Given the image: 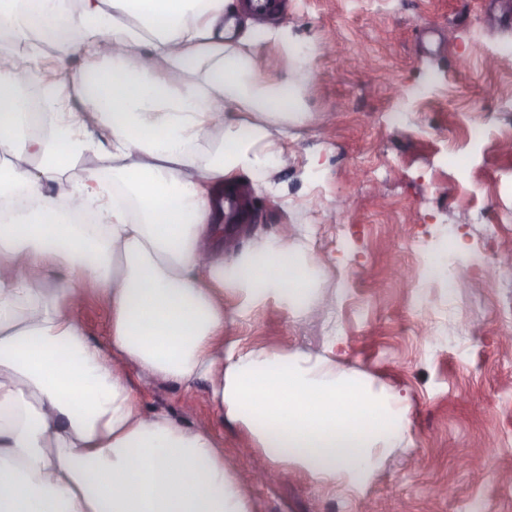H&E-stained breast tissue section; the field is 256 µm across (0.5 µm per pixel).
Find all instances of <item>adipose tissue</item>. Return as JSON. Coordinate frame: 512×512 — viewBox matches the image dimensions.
<instances>
[{
    "mask_svg": "<svg viewBox=\"0 0 512 512\" xmlns=\"http://www.w3.org/2000/svg\"><path fill=\"white\" fill-rule=\"evenodd\" d=\"M64 2L30 0L65 33L59 64L83 59L54 89L48 135L24 132L36 115L20 88L38 79L37 58L0 49V201L14 207L0 219V512H250L213 423L144 409L146 386L203 378L267 464L320 481L370 476L376 445L409 429L395 394H372L334 359L224 336L231 315L268 297L293 309L315 293L281 236L228 255L215 221L221 189L277 171L302 117L306 57L269 82L257 47L279 34H257L235 0ZM73 95L80 111H63ZM89 150L105 161L70 181ZM79 209L97 223H75ZM58 267L70 277L49 287ZM90 289L110 318L103 343L74 315ZM228 290L243 296L233 313Z\"/></svg>",
    "mask_w": 512,
    "mask_h": 512,
    "instance_id": "obj_1",
    "label": "adipose tissue"
}]
</instances>
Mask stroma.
<instances>
[{"label":"stroma","instance_id":"35a3bbf8","mask_svg":"<svg viewBox=\"0 0 512 512\" xmlns=\"http://www.w3.org/2000/svg\"><path fill=\"white\" fill-rule=\"evenodd\" d=\"M268 28L286 34L259 45L268 78L312 51L306 115L288 126L273 190L244 180L248 225L225 222L224 246L277 233L318 289L294 310L268 299L225 333L335 356L404 397L409 432L379 447L367 480L329 488L292 467L262 484L253 441L210 407L206 381L151 386L146 407L215 422L252 512H512V325L499 314L512 300V222L483 236L512 208V58L498 51L512 41V0H277L257 26ZM397 106L409 123L389 121ZM437 253L455 285L419 276Z\"/></svg>","mask_w":512,"mask_h":512}]
</instances>
